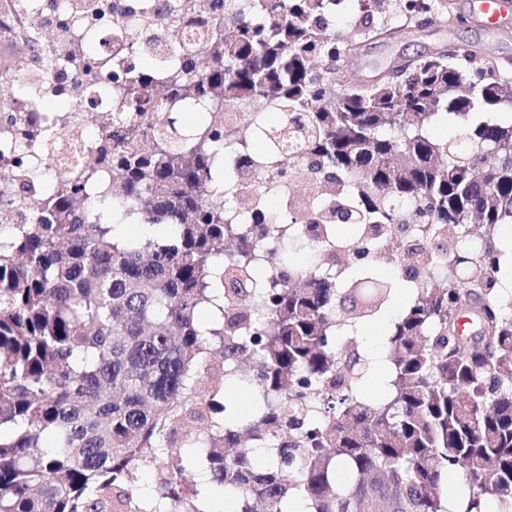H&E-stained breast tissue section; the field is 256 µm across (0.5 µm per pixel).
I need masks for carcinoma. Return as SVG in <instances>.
Instances as JSON below:
<instances>
[{
    "label": "carcinoma",
    "mask_w": 512,
    "mask_h": 512,
    "mask_svg": "<svg viewBox=\"0 0 512 512\" xmlns=\"http://www.w3.org/2000/svg\"><path fill=\"white\" fill-rule=\"evenodd\" d=\"M326 0H154L158 28L88 55L69 34L47 56L116 85L120 111L90 164L0 213V512H512V300L496 237L512 229V68L464 48L372 83L343 68L362 44L451 16L448 0H367L356 26ZM170 106L145 138L156 87ZM438 124L452 136H433ZM254 136L265 173L224 164ZM300 151L286 157L285 136ZM324 197L327 265L287 255L258 273L273 216L240 221L283 161ZM37 186L0 174V193ZM397 201L419 208L400 218ZM149 226L129 238L118 223ZM391 245L373 276L364 232ZM478 239L472 252L461 244ZM410 300L384 333L383 394L357 330ZM207 312L211 320L201 323ZM250 393L242 412L224 390ZM196 430L191 440L177 443Z\"/></svg>",
    "instance_id": "cac0c4a2"
}]
</instances>
